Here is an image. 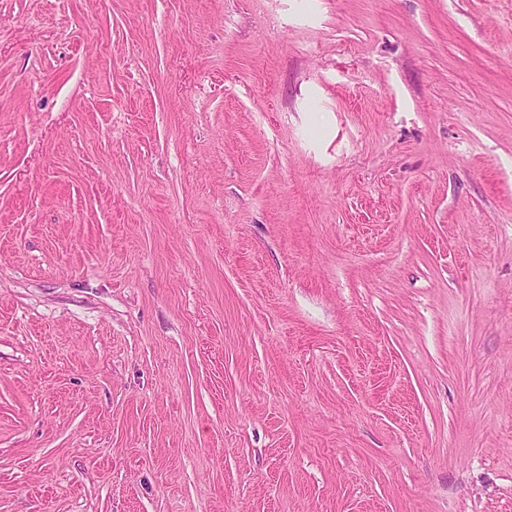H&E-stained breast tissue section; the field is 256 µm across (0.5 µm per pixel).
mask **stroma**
Masks as SVG:
<instances>
[{"label":"stroma","instance_id":"1","mask_svg":"<svg viewBox=\"0 0 512 512\" xmlns=\"http://www.w3.org/2000/svg\"><path fill=\"white\" fill-rule=\"evenodd\" d=\"M0 512H512V0H0Z\"/></svg>","mask_w":512,"mask_h":512}]
</instances>
